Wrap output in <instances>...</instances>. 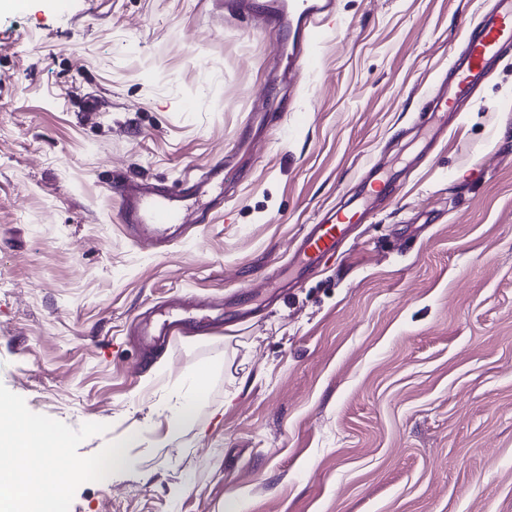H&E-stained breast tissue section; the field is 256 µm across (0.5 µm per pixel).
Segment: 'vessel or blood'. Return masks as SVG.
<instances>
[{
	"label": "vessel or blood",
	"instance_id": "1",
	"mask_svg": "<svg viewBox=\"0 0 512 512\" xmlns=\"http://www.w3.org/2000/svg\"><path fill=\"white\" fill-rule=\"evenodd\" d=\"M332 13L333 0H280L269 11L267 23L277 30L283 18L294 20L298 41L293 60L311 66L317 61L312 45ZM465 43L464 50L451 59L449 82L442 84L429 104V120L420 130L424 140H434L447 130L450 116L472 99L512 47V0H493L491 9L481 17ZM397 180L398 172L393 167L376 169L374 176L361 184L350 204L311 226L294 252V269L315 267L334 257L352 226L367 220L377 200L396 188ZM223 182L224 164L218 161L204 178L182 181L177 189L124 181L111 184L109 191L120 203L121 222L128 233L169 243L176 239L182 225L207 223L212 209L211 191ZM198 323V317L190 311L171 312L160 321L142 320L137 334L145 345L167 347Z\"/></svg>",
	"mask_w": 512,
	"mask_h": 512
}]
</instances>
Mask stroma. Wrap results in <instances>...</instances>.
<instances>
[{"mask_svg": "<svg viewBox=\"0 0 512 512\" xmlns=\"http://www.w3.org/2000/svg\"><path fill=\"white\" fill-rule=\"evenodd\" d=\"M485 6L335 0L309 69L232 0H0V404L53 470L125 451L46 512H512V57L428 156L405 134ZM220 159L210 223L127 237L109 182ZM380 161L400 194L292 287ZM182 299L208 330L142 355ZM202 388L203 378L202 375H200L195 380L194 395L188 401L180 403L173 412L170 421V428L172 432H177L181 428L189 426L194 422L196 411L203 402Z\"/></svg>", "mask_w": 512, "mask_h": 512, "instance_id": "stroma-1", "label": "stroma"}]
</instances>
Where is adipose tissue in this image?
I'll return each instance as SVG.
<instances>
[{"label":"adipose tissue","mask_w":512,"mask_h":512,"mask_svg":"<svg viewBox=\"0 0 512 512\" xmlns=\"http://www.w3.org/2000/svg\"><path fill=\"white\" fill-rule=\"evenodd\" d=\"M41 430L12 410L0 407V512H30L41 498L29 451Z\"/></svg>","instance_id":"ef3b65f1"}]
</instances>
